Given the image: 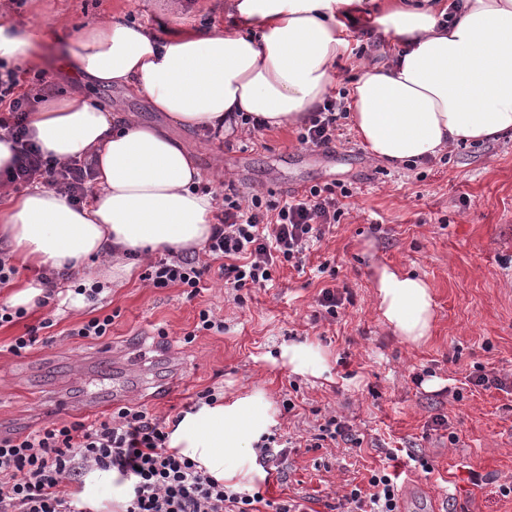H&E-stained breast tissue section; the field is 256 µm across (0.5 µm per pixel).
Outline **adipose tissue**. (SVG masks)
Wrapping results in <instances>:
<instances>
[{
    "instance_id": "obj_1",
    "label": "adipose tissue",
    "mask_w": 512,
    "mask_h": 512,
    "mask_svg": "<svg viewBox=\"0 0 512 512\" xmlns=\"http://www.w3.org/2000/svg\"><path fill=\"white\" fill-rule=\"evenodd\" d=\"M224 0L220 29L165 36L115 17L83 25L74 38L82 74L100 87L145 95L182 129H241L242 116L279 129L302 123L336 83L334 63L350 52L349 27L398 44L389 61L361 64L346 108L351 128L376 160L396 165L440 156L460 142L512 137V0ZM35 141L59 162L94 157L95 189L70 205L48 186L16 192L0 184V234L22 268L68 274L127 252L201 247L215 200L194 193L193 152L136 117L120 122L92 99L52 98L28 118ZM382 325L415 345L428 341L436 304L427 282L389 265L373 271ZM261 393L250 391L184 413L168 446L235 491L263 478L255 446L274 425ZM112 473L87 474L81 497L94 512L124 502Z\"/></svg>"
}]
</instances>
